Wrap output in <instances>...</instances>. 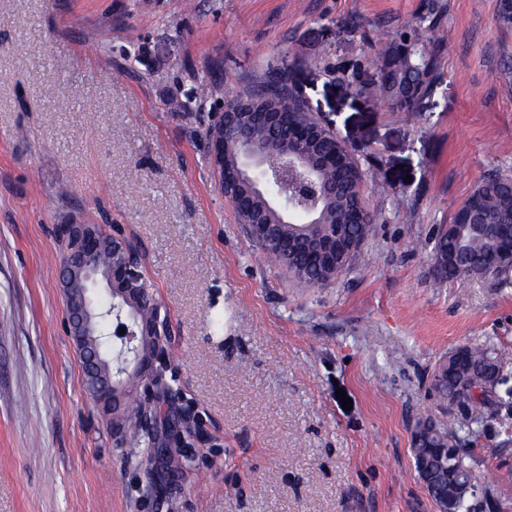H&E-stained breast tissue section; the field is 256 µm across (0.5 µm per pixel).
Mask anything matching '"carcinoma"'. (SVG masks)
<instances>
[{
  "instance_id": "obj_1",
  "label": "carcinoma",
  "mask_w": 512,
  "mask_h": 512,
  "mask_svg": "<svg viewBox=\"0 0 512 512\" xmlns=\"http://www.w3.org/2000/svg\"><path fill=\"white\" fill-rule=\"evenodd\" d=\"M416 29L406 27L398 41L393 43L387 57L378 67L377 79L361 88L370 97L398 109H408L417 99L430 95L437 81L434 68L436 56L444 50L441 43L432 45L425 52L414 55L409 43L416 40ZM248 98L283 115L286 128L312 125L315 119L304 110L288 87L284 73L270 77ZM206 135L224 137V167H235L242 147V140L234 131H226L219 122L206 129ZM281 132L256 130L254 136L267 146L268 164L276 167L282 163L277 147ZM333 132L310 145L314 153L336 152V170H321L312 177L324 182H336V192L323 196L317 206L298 207L293 222L283 224L276 214L267 210L270 192L253 197L250 210L236 209L240 222L249 221V212L263 215L267 224V239L257 240L261 249L292 275L299 288H318L333 280L341 270L311 260L305 238L324 229L341 228L354 247L345 265L360 255L361 244L371 231V217L356 196L355 187L362 179L359 167L333 141ZM512 224V178L491 175L484 178L455 211L452 221L437 229L433 243V259L438 262L435 279L442 284L460 276L477 278L494 277L506 282L512 275V266L492 255L496 225ZM101 247L92 262L101 268L112 264V234L102 225H95ZM142 305L139 315L150 320L155 315L156 298L153 284L147 277L139 283ZM100 354L108 365L118 364L128 358L127 346L121 336H116L112 346H106L99 337L98 349L80 353L87 391L96 396L104 385L98 368L92 367L91 358ZM490 348L485 344L466 347L460 358L450 357L436 368L431 389L437 400L438 413L429 414L416 423L412 444L417 455L414 467L435 504L441 503L440 494L449 483L463 482L473 473L467 462L466 449L460 448L466 436L480 427L493 406H504L512 411V401L495 400V385L500 381V365L488 364ZM122 432L134 430L142 421V401L138 391L131 392L121 409ZM458 512H497V502L489 492L479 499H468L458 507Z\"/></svg>"
}]
</instances>
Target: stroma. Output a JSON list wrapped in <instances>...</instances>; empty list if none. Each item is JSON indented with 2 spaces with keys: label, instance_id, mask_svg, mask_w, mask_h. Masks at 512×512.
I'll return each mask as SVG.
<instances>
[{
  "label": "stroma",
  "instance_id": "1",
  "mask_svg": "<svg viewBox=\"0 0 512 512\" xmlns=\"http://www.w3.org/2000/svg\"><path fill=\"white\" fill-rule=\"evenodd\" d=\"M500 0H0V512H437L414 471L436 366L494 347L512 395V283L433 279L432 239L485 176L512 177V30ZM445 49L413 110L359 92L396 34ZM108 44H101V35ZM288 72L354 154L363 258L304 290L220 191L203 124L215 101ZM60 224L119 227L167 320L160 415L203 443L176 496L150 490L84 385L59 286ZM223 315L224 328L212 320ZM351 398L343 410L337 390ZM512 507V412L463 443Z\"/></svg>",
  "mask_w": 512,
  "mask_h": 512
}]
</instances>
